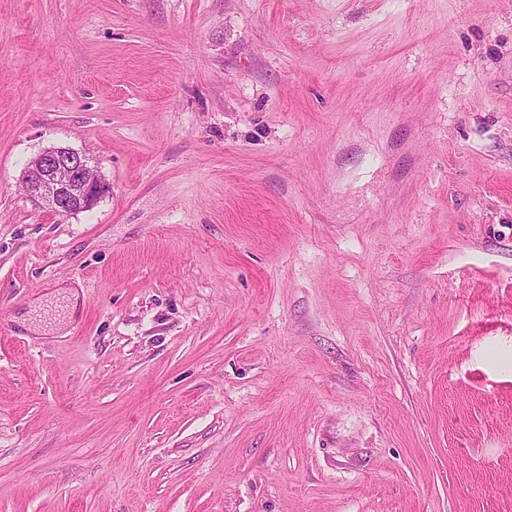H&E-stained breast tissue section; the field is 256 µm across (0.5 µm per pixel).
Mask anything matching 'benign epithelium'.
<instances>
[{
	"label": "benign epithelium",
	"mask_w": 512,
	"mask_h": 512,
	"mask_svg": "<svg viewBox=\"0 0 512 512\" xmlns=\"http://www.w3.org/2000/svg\"><path fill=\"white\" fill-rule=\"evenodd\" d=\"M22 182L32 198L55 214L88 211L112 190L87 154L66 146L38 153L25 168Z\"/></svg>",
	"instance_id": "benign-epithelium-1"
}]
</instances>
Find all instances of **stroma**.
<instances>
[{
  "mask_svg": "<svg viewBox=\"0 0 512 512\" xmlns=\"http://www.w3.org/2000/svg\"><path fill=\"white\" fill-rule=\"evenodd\" d=\"M0 512H512V0H0ZM91 158L76 149L53 146L28 163L22 182L25 191L40 200L49 212L74 214L88 211L112 186L102 179Z\"/></svg>",
  "mask_w": 512,
  "mask_h": 512,
  "instance_id": "35a3bbf8",
  "label": "stroma"
}]
</instances>
